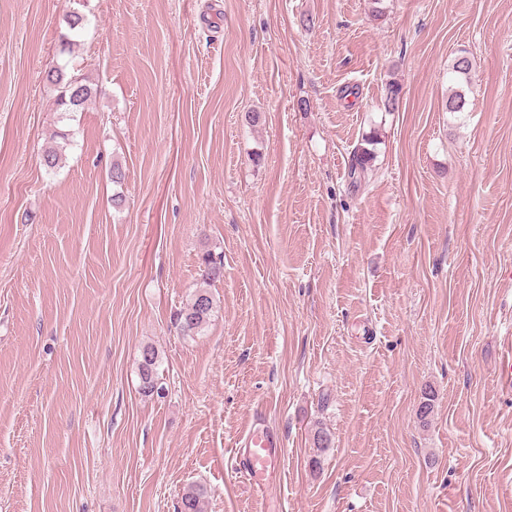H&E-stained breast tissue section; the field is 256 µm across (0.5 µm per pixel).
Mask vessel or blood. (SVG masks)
I'll list each match as a JSON object with an SVG mask.
<instances>
[{"label":"vessel or blood","mask_w":512,"mask_h":512,"mask_svg":"<svg viewBox=\"0 0 512 512\" xmlns=\"http://www.w3.org/2000/svg\"><path fill=\"white\" fill-rule=\"evenodd\" d=\"M284 443L264 417L255 416L246 432L232 450L233 468L243 474L259 492H267L271 477L277 473Z\"/></svg>","instance_id":"1"}]
</instances>
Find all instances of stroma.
Masks as SVG:
<instances>
[{
	"label": "stroma",
	"mask_w": 512,
	"mask_h": 512,
	"mask_svg": "<svg viewBox=\"0 0 512 512\" xmlns=\"http://www.w3.org/2000/svg\"><path fill=\"white\" fill-rule=\"evenodd\" d=\"M74 11L98 94L59 112ZM202 286L217 313L177 335ZM259 414L263 501L231 470ZM195 484L206 512H512V0H0V512H178ZM466 51L461 50L460 54L455 56L448 68V77L455 88H451L448 95V104L446 108L450 113L468 112L469 100L466 97L465 87L471 83L472 63ZM465 57V59H461ZM160 355L152 344H145L140 350L139 375L140 389L143 394L150 396L163 390L158 376ZM283 451L284 443L279 433L264 417L257 415L232 450L233 469L264 494L271 485L272 474L278 471Z\"/></svg>",
	"instance_id": "35a3bbf8"
}]
</instances>
